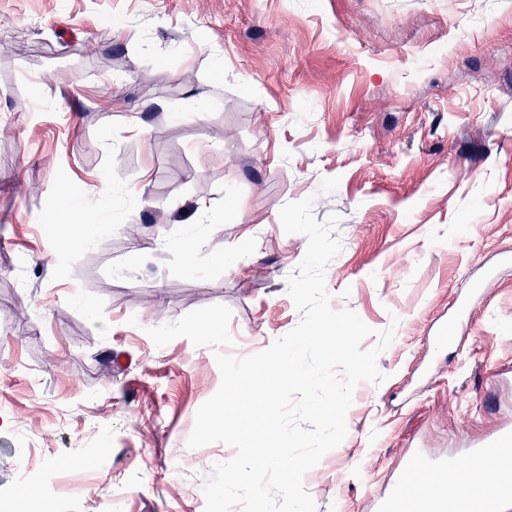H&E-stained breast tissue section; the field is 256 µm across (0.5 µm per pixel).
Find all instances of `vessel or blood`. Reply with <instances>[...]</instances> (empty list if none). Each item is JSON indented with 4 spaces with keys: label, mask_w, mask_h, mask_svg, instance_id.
<instances>
[{
    "label": "vessel or blood",
    "mask_w": 512,
    "mask_h": 512,
    "mask_svg": "<svg viewBox=\"0 0 512 512\" xmlns=\"http://www.w3.org/2000/svg\"><path fill=\"white\" fill-rule=\"evenodd\" d=\"M470 295H463L457 316L442 322L433 338L435 350L455 346L460 319L470 318ZM469 465L493 469L495 482L468 500H459L452 492L462 471L456 458L434 461L418 451L406 452L397 481L388 493L376 500L377 512H503L512 502V428L503 427L491 437L470 448Z\"/></svg>",
    "instance_id": "1"
}]
</instances>
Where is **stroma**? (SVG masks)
Here are the masks:
<instances>
[{"label":"stroma","instance_id":"35a3bbf8","mask_svg":"<svg viewBox=\"0 0 512 512\" xmlns=\"http://www.w3.org/2000/svg\"><path fill=\"white\" fill-rule=\"evenodd\" d=\"M310 196L340 217L332 308L400 323L303 486L376 512L408 449L512 427V0H0V499L57 479L51 512H204L235 454L187 445L214 350L147 330L224 304L242 358L293 329L307 239L279 211ZM479 288H471L463 295L457 305V318L442 322L435 336L433 337V346L436 351H445L455 346L458 338V323L460 319L469 320L472 313V294L479 293Z\"/></svg>","mask_w":512,"mask_h":512}]
</instances>
